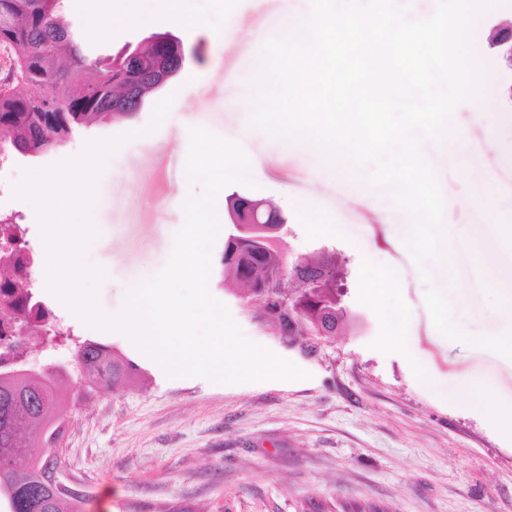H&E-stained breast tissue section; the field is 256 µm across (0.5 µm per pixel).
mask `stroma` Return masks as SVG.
I'll list each match as a JSON object with an SVG mask.
<instances>
[{
    "mask_svg": "<svg viewBox=\"0 0 512 512\" xmlns=\"http://www.w3.org/2000/svg\"><path fill=\"white\" fill-rule=\"evenodd\" d=\"M99 0H65L66 14L92 56L106 57L154 32L183 40L182 71L162 89L173 103L159 127L148 101L134 116L74 136L58 153L18 157L13 183L25 171L79 155L91 140L124 136L104 169L91 212L97 230L85 263L106 269L97 293L107 315L120 314L128 281H148L166 265L186 216L177 204L184 191L203 195L186 176L188 129L199 126L236 141L250 162V184L233 183L216 198L219 222L227 197L239 193L268 200L290 227L291 258L335 250L348 270V306L356 327L306 347L283 339L262 316L259 300L246 301L210 279L211 295L225 304L243 334L304 371L301 379L220 384L203 377H168L162 366L126 334L104 335L58 298L51 308L74 339L117 349L140 376L112 393H85L65 410L55 443L66 482L90 496V512H512V433L493 410L455 398L468 376L488 380L502 402L512 401V360L441 338L425 304L427 287L448 299L457 326L479 336L512 331L501 309L497 276L473 249L497 239L512 248L511 101L488 92L460 103L455 128L465 132L500 209L490 217L471 200L467 173L426 140L422 151L436 171L444 199L443 229L454 252L418 266L404 245L407 214L385 186L364 183L359 194L320 179L301 151L250 124L252 82L260 61L252 44L275 38L283 14H306L310 0H186L188 12L215 29L225 12L251 33L225 49L187 35L164 19L140 28L117 24L111 34L93 29ZM327 225L312 230L307 209ZM394 289L393 305L408 322L405 347L391 339L388 321L370 290L378 274ZM427 378H419L416 366Z\"/></svg>",
    "mask_w": 512,
    "mask_h": 512,
    "instance_id": "stroma-1",
    "label": "stroma"
}]
</instances>
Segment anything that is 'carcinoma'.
<instances>
[{
  "mask_svg": "<svg viewBox=\"0 0 512 512\" xmlns=\"http://www.w3.org/2000/svg\"><path fill=\"white\" fill-rule=\"evenodd\" d=\"M0 44L15 56L13 81L0 84V147L28 158L47 157L81 130L132 116L131 109L115 110V96L137 99L139 109L185 62L183 42L170 32L153 33L106 58L90 57L64 17L63 0H0ZM242 200L229 196L232 224L218 259L221 283L262 301L269 322L280 329L293 323L299 336L321 329L334 336L353 322L336 253L325 250L287 267L281 232L258 247L231 241L251 221ZM56 372L86 378L101 391L138 376L133 361L95 341L78 344L66 369L0 374V512H88L91 499L84 494L44 493L34 467L39 455L29 439L54 434V413L64 404Z\"/></svg>",
  "mask_w": 512,
  "mask_h": 512,
  "instance_id": "cac0c4a2",
  "label": "carcinoma"
}]
</instances>
